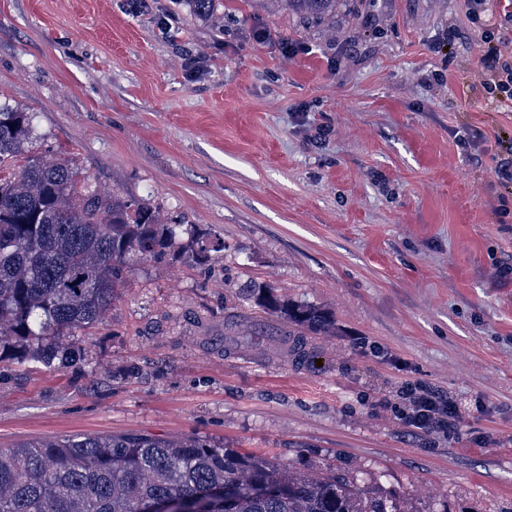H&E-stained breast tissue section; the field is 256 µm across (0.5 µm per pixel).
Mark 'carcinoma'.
I'll return each instance as SVG.
<instances>
[{
  "label": "carcinoma",
  "mask_w": 512,
  "mask_h": 512,
  "mask_svg": "<svg viewBox=\"0 0 512 512\" xmlns=\"http://www.w3.org/2000/svg\"><path fill=\"white\" fill-rule=\"evenodd\" d=\"M306 19L336 15L340 0H257ZM35 116L0 108V361L61 371L84 360L75 334L104 317L137 260L187 257L196 264L224 245L183 237L136 199L85 186L73 164L27 154ZM288 325L274 354L306 355L307 336L336 327L323 310L254 297ZM173 499L186 512H406L380 486L337 472L279 465L199 437L86 435L0 448V512H141Z\"/></svg>",
  "instance_id": "1"
}]
</instances>
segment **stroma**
<instances>
[{
	"mask_svg": "<svg viewBox=\"0 0 512 512\" xmlns=\"http://www.w3.org/2000/svg\"><path fill=\"white\" fill-rule=\"evenodd\" d=\"M489 23L512 32L505 0H340L322 23L251 0L206 19L185 0H0V106L35 113L30 153L224 242L207 270L134 263L87 366L0 363V448L201 436L408 512H512V194L498 211L491 139L512 112L474 79ZM188 52L207 59L193 81ZM255 288L329 312L335 335L272 355L282 322ZM231 313L251 343H225ZM413 383L461 420L406 427Z\"/></svg>",
	"mask_w": 512,
	"mask_h": 512,
	"instance_id": "obj_1",
	"label": "stroma"
}]
</instances>
